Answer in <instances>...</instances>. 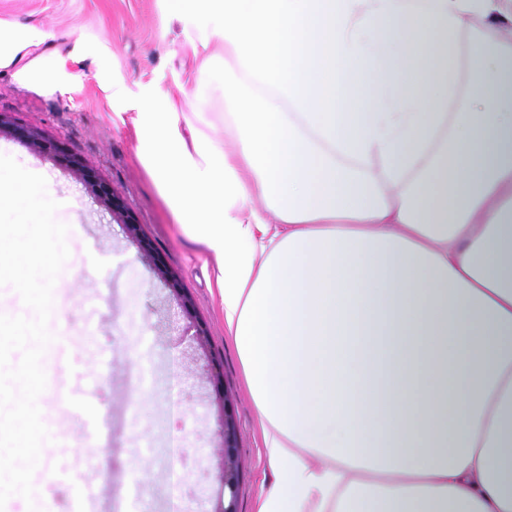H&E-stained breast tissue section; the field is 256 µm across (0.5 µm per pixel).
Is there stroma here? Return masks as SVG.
Listing matches in <instances>:
<instances>
[{
    "label": "stroma",
    "instance_id": "1",
    "mask_svg": "<svg viewBox=\"0 0 512 512\" xmlns=\"http://www.w3.org/2000/svg\"><path fill=\"white\" fill-rule=\"evenodd\" d=\"M0 23L40 31L39 44L0 69V114L60 140L121 194L141 238L178 278L171 291L136 240L100 211L83 185L20 143L0 139V153L43 175L68 225L74 277L53 290L49 331L67 348L40 404L51 440L33 483L69 512L78 491L103 490L109 503L139 477L142 512H221L218 478L219 394H227L240 459L236 508L255 512L271 480L263 437L241 361L224 328L216 263L183 235L137 154L129 117L135 103L165 98L187 105L202 96L210 133L234 149L224 103V61L201 79L197 25L164 0H0ZM61 64L68 84L52 89L22 78L34 58ZM192 308L182 314L181 297ZM203 329L205 342L163 327L167 315ZM222 374V387L211 377ZM145 406H129L136 378ZM103 432L108 452L85 446Z\"/></svg>",
    "mask_w": 512,
    "mask_h": 512
}]
</instances>
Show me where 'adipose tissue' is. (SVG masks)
<instances>
[{"label":"adipose tissue","mask_w":512,"mask_h":512,"mask_svg":"<svg viewBox=\"0 0 512 512\" xmlns=\"http://www.w3.org/2000/svg\"><path fill=\"white\" fill-rule=\"evenodd\" d=\"M167 2L237 77L235 151L132 122L217 264L257 512H512V0Z\"/></svg>","instance_id":"ef3b65f1"}]
</instances>
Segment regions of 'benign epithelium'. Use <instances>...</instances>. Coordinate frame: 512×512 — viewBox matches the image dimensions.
Wrapping results in <instances>:
<instances>
[{"mask_svg":"<svg viewBox=\"0 0 512 512\" xmlns=\"http://www.w3.org/2000/svg\"><path fill=\"white\" fill-rule=\"evenodd\" d=\"M0 138H8L26 145L33 152L52 161L54 165L70 171L80 181L95 202L112 216V222L125 226L129 237L138 241L144 254L150 253L149 244L140 238L138 224L128 213L123 198L112 184L100 178L94 171L87 168L82 161L71 154L65 145L57 140L45 137L40 132L10 121L0 115ZM221 438L224 455L221 459L219 478L228 491L229 499L221 512H237L235 504L237 482L236 427L228 408H223L220 419Z\"/></svg>","mask_w":512,"mask_h":512,"instance_id":"7a95c632","label":"benign epithelium"}]
</instances>
